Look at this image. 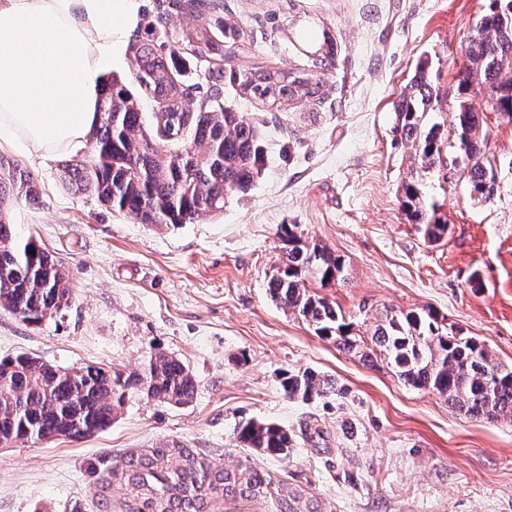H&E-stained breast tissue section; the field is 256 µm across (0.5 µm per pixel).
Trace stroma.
<instances>
[{
	"mask_svg": "<svg viewBox=\"0 0 512 512\" xmlns=\"http://www.w3.org/2000/svg\"><path fill=\"white\" fill-rule=\"evenodd\" d=\"M219 2L214 11L201 0L195 22L247 32L233 67L301 68L321 88L297 106L267 107L225 84V106L260 124L266 157L247 193L226 192L222 211L141 224L66 186L65 156L0 149L39 188L37 201L11 206L10 223L64 263L72 288L68 307L36 324L0 311V357L130 372L156 348L196 377L188 405L135 398L104 432L0 447V512H100L128 489H101L92 466L173 442L214 469L253 466L307 489L321 512H512V420L475 419L408 386L382 351L338 350L267 286L293 234L342 257L337 280L309 291L340 306L359 345H370L385 311L429 312L512 364V120L488 111L481 84L463 95L456 81L488 0ZM157 3L143 0L114 57V76L131 87L132 45ZM423 60L439 94L431 121L451 118L462 100L487 115L489 200L471 196L455 138L444 175L421 174L392 139L395 105ZM409 183L439 205L443 240L409 222ZM307 369L330 392L286 397L285 375ZM251 418L288 430V459L240 446L237 425Z\"/></svg>",
	"mask_w": 512,
	"mask_h": 512,
	"instance_id": "obj_1",
	"label": "stroma"
}]
</instances>
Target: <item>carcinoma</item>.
<instances>
[{"label":"carcinoma","instance_id":"1","mask_svg":"<svg viewBox=\"0 0 512 512\" xmlns=\"http://www.w3.org/2000/svg\"><path fill=\"white\" fill-rule=\"evenodd\" d=\"M512 0H490V12L477 26L466 62L457 73L460 93H467L478 77L490 92L488 107L512 117V10L500 13ZM185 24L167 30L162 15L150 25L148 38L135 42L133 64L139 88L158 103L155 134L170 139L178 134L186 143L166 153L149 140L140 100L121 80L106 84L98 101V122L92 131V154L71 160L65 179L79 191L94 194L111 210L141 224H190L224 209V193H246L264 165L258 127L224 108V78L240 91L271 104L296 102L319 95V84L305 71H281L257 66L250 71L226 69L230 53L224 48V26L202 30L194 24L196 5H179ZM171 55L183 52L200 63L212 91L191 109L183 103L182 82L170 68ZM438 101L428 63L417 66L408 92L395 106V141L413 150L419 170L430 174L448 166L443 155L441 124L427 120ZM485 118L460 102L453 130L465 166L471 195L488 199L494 177L480 162L487 149ZM403 207L424 236L437 241L448 234V224L434 204L417 189H404ZM38 188L32 173L20 162L0 157V310L28 323H38L68 307L72 288L62 263L35 237L20 239L7 219L12 202H33ZM341 257L316 246L310 248L288 235L283 270L268 280L271 299L298 312L318 336L352 353L360 345L350 336L336 304L307 291L306 281L317 275L331 283L329 267L342 270ZM372 342L405 384L433 391L464 414L497 422L512 419V365L495 361L480 342L444 330L432 315L415 312L385 314ZM286 396L310 400L327 393L331 385L318 373L288 375L282 381ZM196 379L180 359L151 349L140 369L126 373L86 366L68 374L28 354L0 359V445L20 440L38 443L52 436L81 439L111 427L118 411L136 396L170 406L192 402ZM237 439L252 448L286 458L293 439L288 430L254 419L239 424ZM118 478L130 496L114 512H210L219 497H269L275 512H321L314 496L288 490L274 475L246 467L239 471L214 469L191 448H148L122 455L98 481L107 489Z\"/></svg>","mask_w":512,"mask_h":512}]
</instances>
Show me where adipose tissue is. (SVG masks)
Listing matches in <instances>:
<instances>
[{
  "label": "adipose tissue",
  "mask_w": 512,
  "mask_h": 512,
  "mask_svg": "<svg viewBox=\"0 0 512 512\" xmlns=\"http://www.w3.org/2000/svg\"><path fill=\"white\" fill-rule=\"evenodd\" d=\"M139 0H0V147L80 153Z\"/></svg>",
  "instance_id": "ef3b65f1"
}]
</instances>
